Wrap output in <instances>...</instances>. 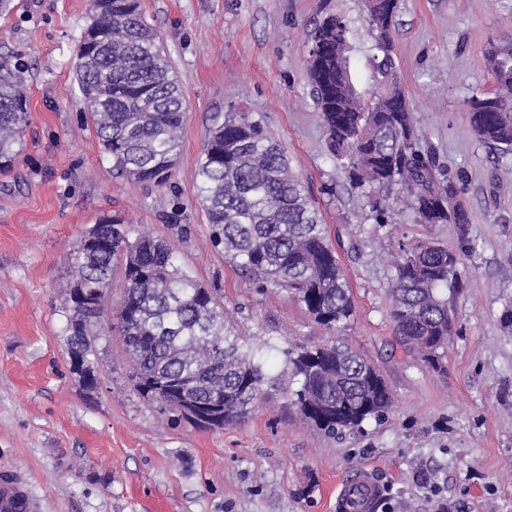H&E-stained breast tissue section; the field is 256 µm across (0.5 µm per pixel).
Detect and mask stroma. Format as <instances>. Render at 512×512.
Returning a JSON list of instances; mask_svg holds the SVG:
<instances>
[{
  "mask_svg": "<svg viewBox=\"0 0 512 512\" xmlns=\"http://www.w3.org/2000/svg\"><path fill=\"white\" fill-rule=\"evenodd\" d=\"M352 29L367 84L366 0H333ZM319 0H143L183 84L182 149L163 187L117 174L75 81L88 0H12L0 58L29 99L25 149L0 170V471L26 474L37 512H336V486L362 470L383 494L375 512H512V154L480 143L463 101L490 88L484 50L512 35V0H401L395 48L423 145L463 169L474 245L449 298L456 322L441 369L404 352L389 318L400 245L454 247L453 224L411 211L374 224L325 149L307 77ZM260 116L327 225L352 288L344 336L394 396L383 422L328 437L267 390L218 430L171 422L127 377L118 342L99 339V386L68 367L63 307L73 251L104 214L167 239L179 266L218 291L231 330L266 355L329 333L286 291H259L214 247L197 200V160L216 119ZM188 225L187 235L170 230Z\"/></svg>",
  "mask_w": 512,
  "mask_h": 512,
  "instance_id": "35a3bbf8",
  "label": "stroma"
}]
</instances>
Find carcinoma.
Listing matches in <instances>:
<instances>
[{
	"instance_id": "carcinoma-1",
	"label": "carcinoma",
	"mask_w": 512,
	"mask_h": 512,
	"mask_svg": "<svg viewBox=\"0 0 512 512\" xmlns=\"http://www.w3.org/2000/svg\"><path fill=\"white\" fill-rule=\"evenodd\" d=\"M399 0H378L368 18L370 98L356 89L349 59L336 44L349 40L345 17L322 0L310 34L308 78L326 133L327 151L344 172L351 193L377 224H389L387 191L396 188L420 224H457L470 215L458 200L464 172L437 162L423 149L399 76L394 33ZM89 24L76 79L103 151L114 169L135 182L166 184L181 153L185 100L181 81L148 22L142 0H88ZM491 42L485 57L494 88L467 98L466 117L480 142L512 154V50ZM27 97L12 69L0 62V168L24 149ZM197 199L215 247L259 286L286 290L318 325L340 336L354 313L347 277L327 226L282 145L249 112H228L211 129L198 159ZM112 247L87 254L76 249L73 283L109 288L120 269L121 302L109 295L79 319L64 307L68 350L95 355L104 317L113 313L119 344L141 396L154 401L158 378L192 381L191 399L218 400L222 424L256 406L268 375L260 352L244 348L224 319L216 289L175 263L168 241L134 233L119 216L99 218ZM473 250L465 237L450 248L423 241L400 249L394 260L390 319L405 352L432 368L441 365L453 317L444 291L464 287L462 258ZM285 370L298 387L289 392L300 416L326 435L354 432L380 421L393 406L376 366L336 341L283 351Z\"/></svg>"
}]
</instances>
